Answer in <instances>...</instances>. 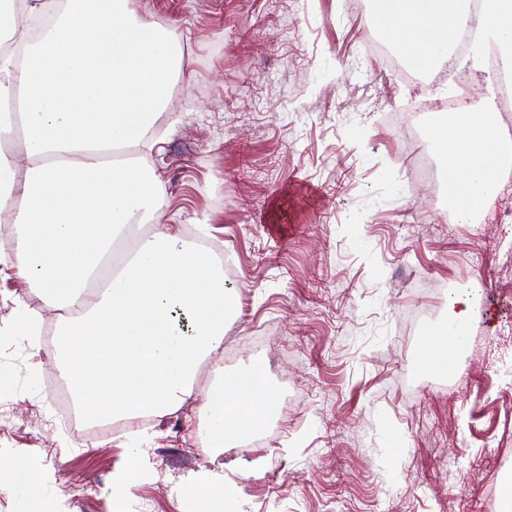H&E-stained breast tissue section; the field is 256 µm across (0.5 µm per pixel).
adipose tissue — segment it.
I'll return each instance as SVG.
<instances>
[{
    "label": "adipose tissue",
    "mask_w": 512,
    "mask_h": 512,
    "mask_svg": "<svg viewBox=\"0 0 512 512\" xmlns=\"http://www.w3.org/2000/svg\"><path fill=\"white\" fill-rule=\"evenodd\" d=\"M463 22L457 0H374L370 26L419 71L447 57ZM25 44L23 58L0 49V141L23 129L29 167L0 153V222L18 243L0 266L29 277L45 301L71 311L60 374L83 415L113 420L156 417L194 399L199 364L224 344L234 310L224 272L197 249L175 248L167 231L136 245L107 287L88 282L112 245L158 206L159 175L126 148L154 125L169 102L182 52L178 37L133 14L128 0H0V46ZM512 53V0H484L476 49ZM464 111L434 127L431 148L444 167L448 201L459 223L488 212L512 168V138L493 121ZM460 311L426 339L422 356L450 367L470 320ZM190 320L183 334L172 310ZM277 400L256 371L223 378L209 392L205 431L215 448L251 436ZM10 491L58 512L44 478L0 452Z\"/></svg>",
    "instance_id": "ef3b65f1"
}]
</instances>
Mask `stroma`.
I'll use <instances>...</instances> for the list:
<instances>
[{"instance_id":"1","label":"stroma","mask_w":512,"mask_h":512,"mask_svg":"<svg viewBox=\"0 0 512 512\" xmlns=\"http://www.w3.org/2000/svg\"><path fill=\"white\" fill-rule=\"evenodd\" d=\"M185 48L166 112L134 155L163 181L149 232L220 242L237 311L224 372L260 369L278 407L265 440L227 456L206 446L204 387L147 425L77 440L51 418L57 340L14 329L17 302L54 329L68 317L28 278L0 279V450L52 474L63 512H110L112 475L131 451L128 512H191L200 475L236 490L223 512H500L512 452L497 334L512 322V235L456 223L431 184L408 185L392 114L492 89L465 60L468 87L392 77L347 0H129ZM475 282L465 354L448 374L423 363L431 324ZM40 421L38 434L29 422Z\"/></svg>"}]
</instances>
